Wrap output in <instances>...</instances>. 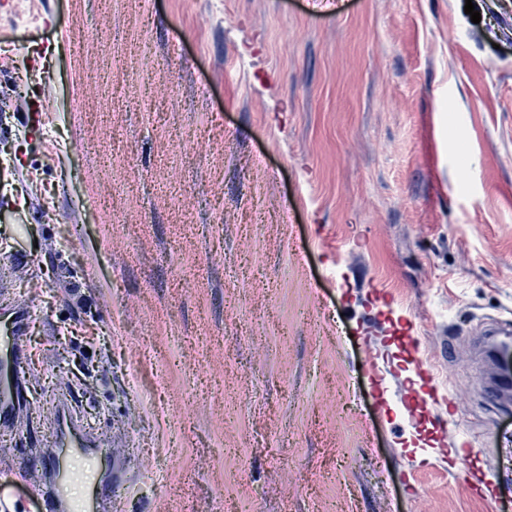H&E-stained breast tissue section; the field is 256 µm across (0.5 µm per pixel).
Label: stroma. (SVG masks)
I'll use <instances>...</instances> for the list:
<instances>
[{"label": "stroma", "instance_id": "stroma-1", "mask_svg": "<svg viewBox=\"0 0 512 512\" xmlns=\"http://www.w3.org/2000/svg\"><path fill=\"white\" fill-rule=\"evenodd\" d=\"M0 47V273L32 255L40 314L0 512H43L52 388L117 512H512L476 346L512 323V0H0ZM403 320L482 457L425 467Z\"/></svg>", "mask_w": 512, "mask_h": 512}]
</instances>
